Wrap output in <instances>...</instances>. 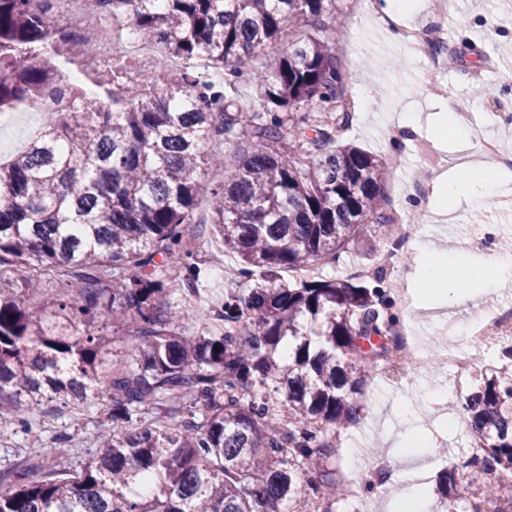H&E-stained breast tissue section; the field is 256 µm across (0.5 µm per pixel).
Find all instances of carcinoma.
<instances>
[{"label":"carcinoma","mask_w":512,"mask_h":512,"mask_svg":"<svg viewBox=\"0 0 512 512\" xmlns=\"http://www.w3.org/2000/svg\"><path fill=\"white\" fill-rule=\"evenodd\" d=\"M333 2L91 0L119 41L180 61L160 88L150 71L128 83L133 49L100 59L54 0H0V114L50 89L75 106L0 162V436L29 429L25 396L108 410L82 466L60 438L37 452L55 459L40 477L33 461L0 473V512H333L336 437L399 322L381 271L285 277L389 224L388 162L337 141ZM220 166L208 243L237 259L224 280L182 234ZM55 274L66 297L31 307ZM103 310L128 338L110 360ZM463 409L480 450L465 466L490 476L469 512H512V367L480 370ZM458 483L439 478L453 505Z\"/></svg>","instance_id":"cac0c4a2"}]
</instances>
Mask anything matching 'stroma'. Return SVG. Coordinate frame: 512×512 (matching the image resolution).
<instances>
[{
	"label": "stroma",
	"mask_w": 512,
	"mask_h": 512,
	"mask_svg": "<svg viewBox=\"0 0 512 512\" xmlns=\"http://www.w3.org/2000/svg\"><path fill=\"white\" fill-rule=\"evenodd\" d=\"M336 19L339 26L333 40L349 77L353 115L342 134L344 143L384 157L397 156L399 162L388 173L385 189L400 201L422 241L441 249L448 263L482 264L488 254L474 243L473 236L488 231L512 238V201L491 208H462L448 218L420 206L418 198L408 191L418 160L415 146L432 144L445 156L451 170L459 167L458 155L449 136L435 133L425 124L415 132L399 129L397 118L404 112L428 116L442 111L451 99L466 102L470 123L480 127L488 126L492 113H512V0H454L447 14L444 53L448 66L441 70L406 55L373 20L356 15L355 0H336ZM433 83L443 85L446 95L430 93ZM209 223L206 206H198L193 222L183 228V237L196 244L199 259L208 267L231 268L234 257L206 241ZM388 249L386 238L368 229L359 249L343 254L337 276L374 268L380 253ZM421 392L415 383L396 385L377 375L368 377L358 397L364 419L355 432L339 435L337 460L348 476L361 478L365 470L374 469L382 460L393 463L400 475L409 474L413 459L396 453L394 446L407 434L400 406L414 403ZM463 417L462 404L456 400L450 410L430 413L426 427L432 434V445L426 453L433 460L431 474L461 468L459 492L465 496L479 489L486 476L466 464L473 450L459 425ZM105 418L103 407L97 403L79 412L54 402L42 403L34 410L30 430L0 442V471L24 463L34 456L35 445H51L61 435L69 438L70 465H81Z\"/></svg>",
	"instance_id": "stroma-1"
}]
</instances>
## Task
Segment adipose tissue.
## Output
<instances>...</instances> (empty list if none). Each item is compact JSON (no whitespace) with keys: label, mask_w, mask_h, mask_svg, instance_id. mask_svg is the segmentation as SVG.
Here are the masks:
<instances>
[{"label":"adipose tissue","mask_w":512,"mask_h":512,"mask_svg":"<svg viewBox=\"0 0 512 512\" xmlns=\"http://www.w3.org/2000/svg\"><path fill=\"white\" fill-rule=\"evenodd\" d=\"M512 192V183L506 182L497 169L482 165H467L460 178L441 181L436 200L430 201L431 209L451 214L463 206L486 205L496 197ZM480 282L487 290H495L512 283V269L495 264L475 269L469 266H448L440 259H433L422 283L427 300L434 305H448L464 299L465 288Z\"/></svg>","instance_id":"adipose-tissue-1"}]
</instances>
